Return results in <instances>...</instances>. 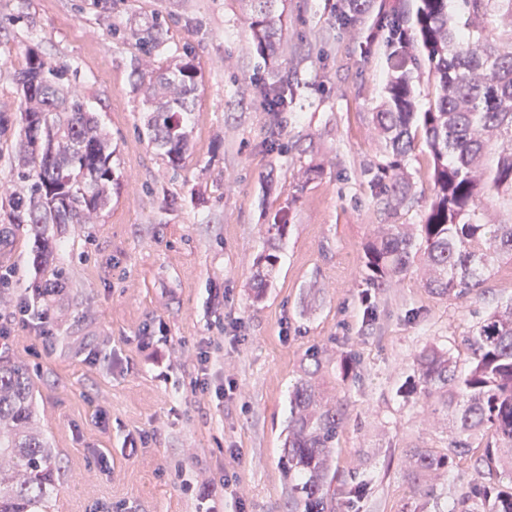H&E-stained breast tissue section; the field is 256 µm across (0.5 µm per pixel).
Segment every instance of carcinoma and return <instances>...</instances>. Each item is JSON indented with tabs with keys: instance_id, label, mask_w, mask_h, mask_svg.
Returning <instances> with one entry per match:
<instances>
[{
	"instance_id": "cac0c4a2",
	"label": "carcinoma",
	"mask_w": 512,
	"mask_h": 512,
	"mask_svg": "<svg viewBox=\"0 0 512 512\" xmlns=\"http://www.w3.org/2000/svg\"><path fill=\"white\" fill-rule=\"evenodd\" d=\"M247 17L256 53H276L285 0H248ZM374 0H344L335 6L344 28H366L364 47L380 41L390 60L385 99L375 113L387 159L367 170L377 199L403 204L410 185L404 169L418 140L433 161V199L419 224H380L365 246L362 266L368 288H384L420 262L430 292L464 299L482 287L495 266L512 261V0H400L380 6L369 26ZM494 21L499 37L484 32ZM169 19L127 34L139 45L133 62L135 89L149 117L142 134L179 166L191 131L199 86L190 44L178 62L157 72L151 60L163 45ZM431 80L428 108L417 111L415 79ZM21 96L19 140L12 146L13 190L4 191L0 223L25 224L37 246L36 261L49 254V226L88 224L117 184L114 150L87 104L69 83L68 70L48 64L28 49L15 74ZM258 90L270 124L288 105L264 84ZM511 218L484 219L487 206ZM278 256L258 257L254 279L265 286ZM470 359L461 367L448 352L432 348L413 362L419 394L452 410L448 453L416 448L410 465L417 476L438 477L456 460L476 457L477 469L512 470V301L484 315L464 338ZM306 371L289 395L288 512H336V448L344 417L330 405ZM33 388L23 366L0 360V512H46L53 481V449L34 427ZM469 497L489 512H512V489L474 484Z\"/></svg>"
}]
</instances>
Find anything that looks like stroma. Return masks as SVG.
Instances as JSON below:
<instances>
[{
  "instance_id": "stroma-1",
  "label": "stroma",
  "mask_w": 512,
  "mask_h": 512,
  "mask_svg": "<svg viewBox=\"0 0 512 512\" xmlns=\"http://www.w3.org/2000/svg\"><path fill=\"white\" fill-rule=\"evenodd\" d=\"M335 2L288 0L268 64L252 46L247 0H0V113L18 116L14 74L34 48L68 69L121 175L92 223L51 228L49 265L36 267L27 226L0 244V271L13 275L1 317L36 287L55 289L45 316L15 321L0 345L29 370L36 424L54 450L49 512H89L101 500L114 512H288V389L313 367L344 411L336 512H346L355 472L369 481L360 512H471L462 495L484 475L470 460L433 481L412 475L411 450L447 452L452 417L407 383L428 347L466 361L463 338L479 313L512 300V265L460 301L431 294L411 269L373 295L375 316L364 318L363 248L376 225L420 223L433 165L417 144L410 200L395 210L376 202L365 172L385 160L374 114L390 64L383 48L361 52L358 31L338 28ZM157 14L171 27L156 66L187 42L196 53L192 137L177 167L142 136L137 50L112 37ZM259 79L288 85L278 125ZM283 216L287 233L270 243L266 227ZM271 244L278 262L258 299L255 261ZM210 338L224 347L202 392L191 382ZM152 350L161 362L148 361ZM229 379L236 391L216 396ZM129 435L147 439L133 454Z\"/></svg>"
}]
</instances>
